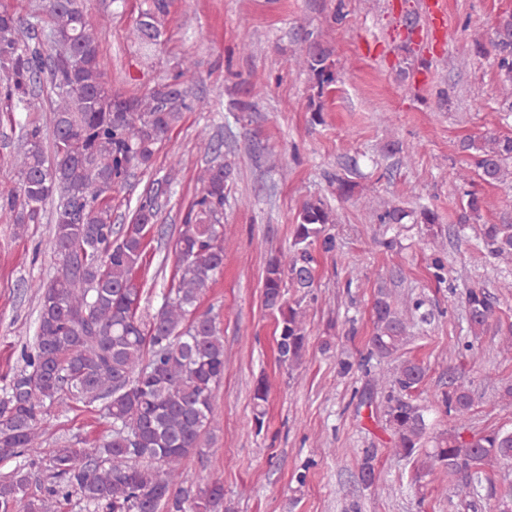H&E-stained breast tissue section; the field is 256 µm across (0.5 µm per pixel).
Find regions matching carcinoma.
<instances>
[{
    "instance_id": "cac0c4a2",
    "label": "carcinoma",
    "mask_w": 512,
    "mask_h": 512,
    "mask_svg": "<svg viewBox=\"0 0 512 512\" xmlns=\"http://www.w3.org/2000/svg\"><path fill=\"white\" fill-rule=\"evenodd\" d=\"M170 0H142L131 37L144 55L161 42ZM99 20L82 0H36L26 15L0 9V112H33L38 92L49 84L56 100L51 126L21 124L14 157L17 181L0 196V217L19 227L38 224L46 203L53 211L52 251L58 275L40 286L36 332L24 366L0 394V458L28 459L0 478V512H58L59 498L75 496L92 512H224V485H200L185 475V460L202 453L212 421L214 393L224 378V337L199 301L224 268V200L230 167L208 140L215 157L200 171V186L179 225L175 269L156 314L141 312L138 274L161 205L152 188L136 201L130 221L112 223V194L126 189L135 172L151 169L162 141L184 112L204 110L194 92L197 61L181 57L172 73L149 87L132 79L117 91L105 80ZM491 46L501 75V94L512 110V14L500 17ZM314 81L317 99L336 81L330 50L309 41L294 59ZM51 151H46L45 141ZM469 152V171L488 184L503 181L512 162V137L489 136L478 144L460 142ZM460 227L480 218L484 198L474 192ZM407 212L389 207L377 221L391 227ZM335 213L320 197L302 202L289 252L269 261L263 277L264 305L276 314V360L290 368L302 363L308 344L302 302L315 299L312 248L336 249L327 225ZM481 252L512 264V224L480 225ZM443 245L434 246L428 269L441 284L448 272ZM300 297H286V288ZM470 332L477 338L497 315L498 302L482 286L463 293ZM373 334L359 367L374 358H397L393 375L374 380L383 400L370 418L391 432L394 455L415 463L414 485L438 471L448 477L454 497L486 512L512 506V489L496 494V475L512 466V429L469 431L475 406L472 390L448 371L437 407L454 422L437 432L430 408L418 402L426 368L404 356L411 341L410 317L390 291L380 288L373 303ZM268 385L261 380L252 397L253 425L265 426ZM104 402L110 437L89 451L64 443L53 451L47 470L59 484L29 493L31 472L42 446L41 423L55 406L69 410ZM433 447H426V443ZM377 450L359 459L362 482L378 480Z\"/></svg>"
}]
</instances>
